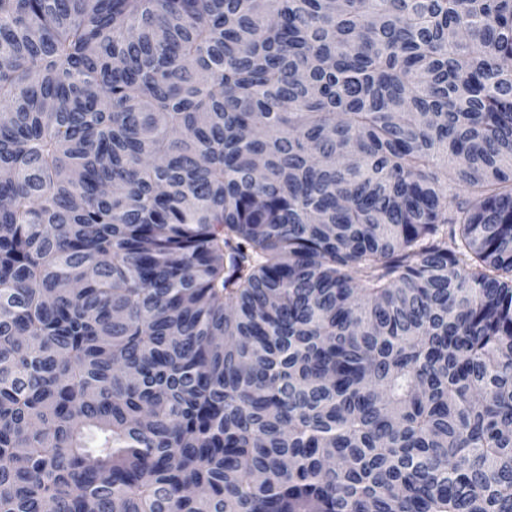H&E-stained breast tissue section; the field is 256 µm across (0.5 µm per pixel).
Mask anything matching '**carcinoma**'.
Listing matches in <instances>:
<instances>
[{"instance_id": "1", "label": "carcinoma", "mask_w": 512, "mask_h": 512, "mask_svg": "<svg viewBox=\"0 0 512 512\" xmlns=\"http://www.w3.org/2000/svg\"><path fill=\"white\" fill-rule=\"evenodd\" d=\"M0 512H512V0H0Z\"/></svg>"}]
</instances>
